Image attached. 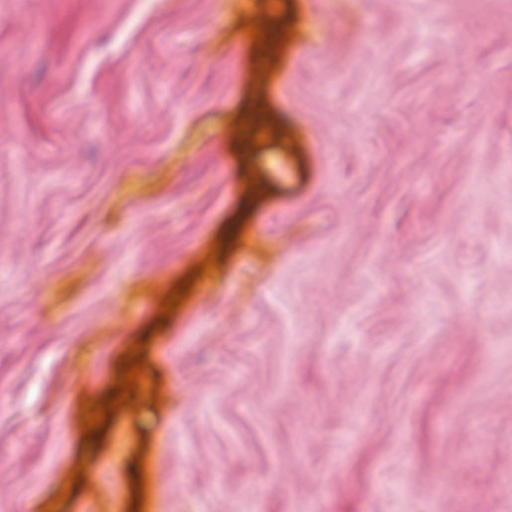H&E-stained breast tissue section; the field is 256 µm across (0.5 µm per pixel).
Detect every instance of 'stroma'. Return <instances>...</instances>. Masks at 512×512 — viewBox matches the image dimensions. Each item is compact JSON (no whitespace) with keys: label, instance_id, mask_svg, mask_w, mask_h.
Instances as JSON below:
<instances>
[{"label":"stroma","instance_id":"1","mask_svg":"<svg viewBox=\"0 0 512 512\" xmlns=\"http://www.w3.org/2000/svg\"><path fill=\"white\" fill-rule=\"evenodd\" d=\"M0 512H512V0H0Z\"/></svg>","mask_w":512,"mask_h":512}]
</instances>
